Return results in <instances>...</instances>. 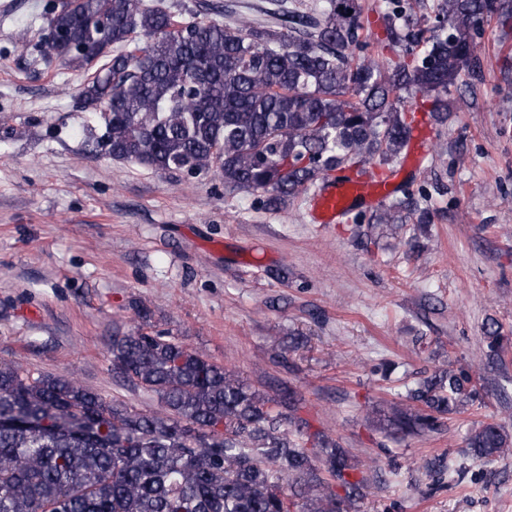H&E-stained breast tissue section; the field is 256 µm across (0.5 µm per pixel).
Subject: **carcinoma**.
Returning a JSON list of instances; mask_svg holds the SVG:
<instances>
[{"instance_id":"carcinoma-1","label":"carcinoma","mask_w":512,"mask_h":512,"mask_svg":"<svg viewBox=\"0 0 512 512\" xmlns=\"http://www.w3.org/2000/svg\"><path fill=\"white\" fill-rule=\"evenodd\" d=\"M278 2L281 30L185 21L147 0H76L53 7L71 46L62 64L102 69L79 88L93 111V148L116 160L191 176L217 172L224 188L260 192L270 206L329 173L407 148L417 96L436 123L451 89L482 68L483 23L512 33V0H433L421 20L410 0H384L385 57L366 33L361 0H317L306 11ZM405 198L359 223L402 224ZM482 339L501 359L508 337L488 320ZM112 369L155 394L161 412L107 401L65 375L0 362V512H357L368 478L329 432L301 415L290 384L275 395L169 336L117 333ZM480 373L439 370L407 390L376 427L406 440L441 430L480 401ZM483 459L512 449L497 422L471 431Z\"/></svg>"}]
</instances>
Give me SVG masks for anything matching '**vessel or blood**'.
<instances>
[{"instance_id": "b4317fda", "label": "vessel or blood", "mask_w": 512, "mask_h": 512, "mask_svg": "<svg viewBox=\"0 0 512 512\" xmlns=\"http://www.w3.org/2000/svg\"><path fill=\"white\" fill-rule=\"evenodd\" d=\"M391 191V180L351 173L339 181L323 180L310 200V220L315 224L342 223L354 211L380 203Z\"/></svg>"}]
</instances>
